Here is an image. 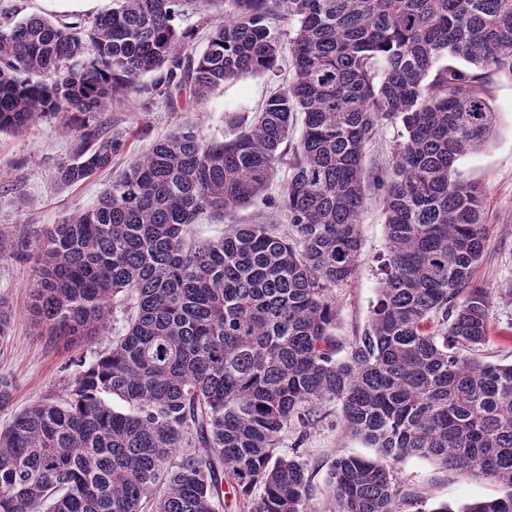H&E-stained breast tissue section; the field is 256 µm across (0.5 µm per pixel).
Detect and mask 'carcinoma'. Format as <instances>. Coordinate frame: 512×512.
Returning <instances> with one entry per match:
<instances>
[{"label":"carcinoma","mask_w":512,"mask_h":512,"mask_svg":"<svg viewBox=\"0 0 512 512\" xmlns=\"http://www.w3.org/2000/svg\"><path fill=\"white\" fill-rule=\"evenodd\" d=\"M114 2L86 25L0 15V132L62 118V185L125 150L97 118L109 101L173 109L277 72L286 48L293 78L252 118L226 114L222 139L175 128L44 230L37 324L80 346L119 311L125 333L79 353L61 394L0 428V512H218L229 493L240 512H308L309 461L284 437L306 434L326 402L376 452L331 462L333 512H452L403 491L407 457L503 488L460 512H512V363L477 359L491 340L489 295L473 284L485 191L457 171L495 129L484 80H512V0H218L198 50L178 24L197 0ZM392 119L397 152L365 168ZM286 158L277 213L293 236L238 224L188 240L201 215L264 199ZM370 189L387 245L368 323L343 352L336 289L353 280ZM13 316L0 296V338ZM13 395L0 375V410Z\"/></svg>","instance_id":"obj_1"}]
</instances>
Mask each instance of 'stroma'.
Returning a JSON list of instances; mask_svg holds the SVG:
<instances>
[{
	"instance_id": "35a3bbf8",
	"label": "stroma",
	"mask_w": 512,
	"mask_h": 512,
	"mask_svg": "<svg viewBox=\"0 0 512 512\" xmlns=\"http://www.w3.org/2000/svg\"><path fill=\"white\" fill-rule=\"evenodd\" d=\"M112 8V0H0V13L42 15L61 21L93 20ZM289 71L278 75H249L218 87L199 103L176 110L159 97H134L125 103L107 105L102 117L113 129L132 131L125 157L144 154L175 126H197L202 135L222 137L225 114L256 111L273 91L285 86ZM488 101L497 114V125L488 145L463 157L457 166L463 180L485 191L488 234L484 255L473 273L476 285L490 294L493 326L512 323V80L496 76L486 88ZM60 121L50 117L22 132L0 133V236L10 244L0 254V296L8 298L14 323L10 336L0 342V374L15 383L10 410L0 412V426L34 401L61 393L65 367L75 353L63 341L44 334L29 313V286L35 277L33 253L37 238L47 224L89 207L112 180L110 173L94 175L83 183L63 186L55 179L60 163L72 154V140L59 130ZM385 215L381 197L368 193L361 215L360 255L350 286L337 292L339 339L347 341L366 326L376 300L380 278L379 258L385 250ZM301 448L313 471L310 512H325L328 504L326 472L338 455H370L360 440L345 435L336 424L335 411H327L304 438ZM405 491L422 495L428 506L448 505L456 512L466 504L495 497L498 487L484 479L462 480L420 459L398 463Z\"/></svg>"
}]
</instances>
